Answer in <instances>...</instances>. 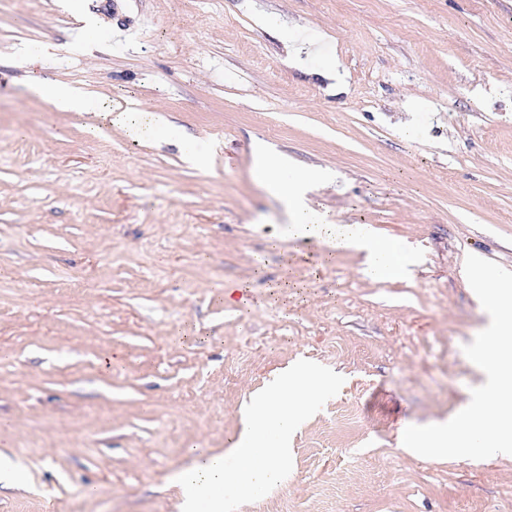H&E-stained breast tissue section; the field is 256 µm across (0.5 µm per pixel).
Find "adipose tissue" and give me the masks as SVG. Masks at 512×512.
<instances>
[{
  "label": "adipose tissue",
  "mask_w": 512,
  "mask_h": 512,
  "mask_svg": "<svg viewBox=\"0 0 512 512\" xmlns=\"http://www.w3.org/2000/svg\"><path fill=\"white\" fill-rule=\"evenodd\" d=\"M270 150L264 143L254 147V173L257 181L278 195L286 204L294 223L306 225L311 236L332 243L333 247L362 253L366 270L376 279L405 274L407 258L401 246L375 235L365 224H331L313 218L303 195L309 184L306 174L289 171L288 161L273 164Z\"/></svg>",
  "instance_id": "ef3b65f1"
}]
</instances>
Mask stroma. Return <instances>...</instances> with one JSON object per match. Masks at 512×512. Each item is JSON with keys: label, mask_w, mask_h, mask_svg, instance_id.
<instances>
[{"label": "stroma", "mask_w": 512, "mask_h": 512, "mask_svg": "<svg viewBox=\"0 0 512 512\" xmlns=\"http://www.w3.org/2000/svg\"><path fill=\"white\" fill-rule=\"evenodd\" d=\"M101 5L0 0V452L26 474L0 512H179L171 475L299 359L345 382L240 512H512V460L399 443L478 385L466 256L512 271V0ZM306 33L320 51L289 64ZM45 76L89 113L33 93ZM107 102L182 136L95 120ZM258 140L331 171L310 207L397 241L408 273L301 236L252 177Z\"/></svg>", "instance_id": "stroma-1"}]
</instances>
